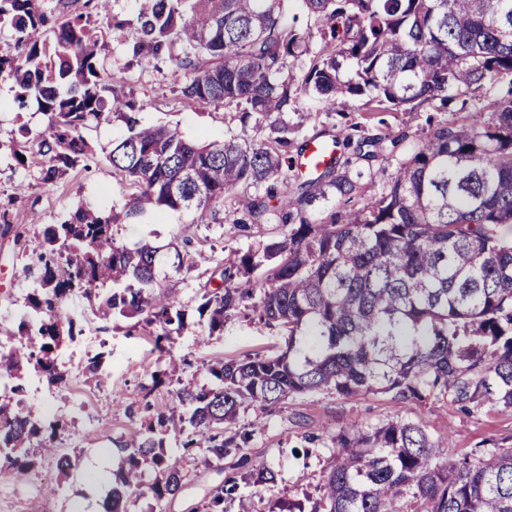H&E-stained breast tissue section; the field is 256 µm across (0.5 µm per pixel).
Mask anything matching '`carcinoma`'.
I'll return each mask as SVG.
<instances>
[{"label":"carcinoma","instance_id":"cac0c4a2","mask_svg":"<svg viewBox=\"0 0 512 512\" xmlns=\"http://www.w3.org/2000/svg\"><path fill=\"white\" fill-rule=\"evenodd\" d=\"M111 0L95 11L50 19L36 0H0V80L14 103H34L45 127H17L8 149L20 166L40 158L41 180L56 184L89 154L87 131L120 119L126 134L106 160L134 192L126 209L79 206L29 241L14 231L11 206L0 204V235L14 234L26 267L27 318L17 329L0 323V481L19 482L34 468L27 448L40 439L63 477L73 467L53 446L58 422L41 423L24 404L32 369L64 380L56 350L82 334L65 307L74 297L101 321L122 317L150 328L157 348L184 329L176 297L158 290L163 247L122 243L113 226L161 211L195 214V224H224L231 234L248 224H273L276 237L256 250L224 258L220 282L202 285L198 307L209 333L242 319L285 339L273 356L248 354L210 368L221 385L180 393L192 413L158 425L207 441L217 461L241 449L250 429L224 437L240 409L274 406L289 397L330 392L357 398L374 390L399 401L446 398L469 414L487 403L512 410V0H302L330 36L311 56L301 81L290 60L308 54L311 33L288 23V0H139L131 23L135 58L171 63L175 89L190 106H233L241 123L268 128L256 140L243 133L197 144L166 125L140 123L137 104L103 84L112 36ZM507 82V95L474 108L475 124L426 119L418 149L404 155V137L373 152L379 140L360 123L345 146L362 159L381 158L366 173L335 156L304 178L288 148L299 126L284 114L304 94L335 106L361 100L364 112H417L448 105V91L480 100L486 83ZM388 176L379 196L363 194L366 178ZM358 208L314 219L317 203ZM155 429L129 437L128 466L112 487L106 512H123L132 493L161 501L178 494L183 476ZM337 453L314 496L298 512H512V448L483 441L459 461L449 435H433L410 420L352 427L332 437ZM157 470L144 484V466ZM238 481L209 493L199 512H224ZM288 508V512H293Z\"/></svg>","mask_w":512,"mask_h":512}]
</instances>
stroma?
Returning a JSON list of instances; mask_svg holds the SVG:
<instances>
[{"mask_svg": "<svg viewBox=\"0 0 512 512\" xmlns=\"http://www.w3.org/2000/svg\"><path fill=\"white\" fill-rule=\"evenodd\" d=\"M133 28L113 31L105 54L107 76L124 77V91L142 104L144 123L175 127L188 139L199 143L220 141L240 135L242 125L232 108L190 106L173 89L168 61L146 62L133 58L129 44ZM9 83L0 82V141H9L18 122L32 130L45 125L36 106L17 112L12 104ZM451 124H471L476 113L463 109L460 100L436 110L423 106L418 112H388L383 120H364L360 102L313 110L307 97H299L289 122L300 124L301 136L323 143L343 139L348 125L366 121L374 137L401 134L406 150L417 147L426 118ZM125 133L121 122L103 124L89 131L91 154L86 167L69 172L54 185L40 179V167L31 163L16 166L8 156L0 157V198L18 194L14 222L27 237L41 233L43 225L55 223L78 203L122 208L131 193L128 183L116 175L105 159L114 140ZM38 213L39 224L28 223L30 213ZM268 225L252 226L250 231L225 235L219 225L206 226L193 221L188 212L148 215L135 224L115 227L117 238L145 239L164 248L162 270L164 286L172 288L186 313L187 327L164 348H157L147 329H129L126 320L102 321L91 314L86 301L72 299L69 312L84 315L83 333L65 341L58 351V364L66 374L65 384L55 387L45 378L28 373L26 406L42 422H60L54 444L66 454L78 457L79 466L69 478H61L54 457L40 455L30 446L34 460L30 478L23 483H0V512H103V502L123 463L122 446L128 436L159 416L186 413L187 405L176 394L216 387L211 365L228 358H241L260 352L279 351L283 339L276 331L234 319L223 332L210 333L206 317L197 308L201 284L205 283L220 259L230 252L258 248L268 237ZM191 258L192 272L171 270L178 254ZM25 259L15 254L12 240L0 237V322L18 325L26 317L22 285ZM101 357L97 374L88 366ZM261 420V431L252 435L241 452L223 461L209 460L205 448L185 454L181 441L164 434L167 457L178 460L185 475L180 493L164 502L151 495H134L127 512H196L203 498L225 478L236 475L241 466L265 468L275 475L267 484L240 485L227 512H274L277 503L297 501L304 493L315 492L324 468L336 453L330 433L351 427H367L390 420L405 419L420 423L430 433L451 435L456 458H472L475 448L486 438L500 447L512 448V412L485 405L478 413L466 415L449 401L433 398L423 402L394 400L388 393H369L346 399L320 392L286 400L263 409H242L235 430Z\"/></svg>", "mask_w": 512, "mask_h": 512, "instance_id": "35a3bbf8", "label": "stroma"}]
</instances>
